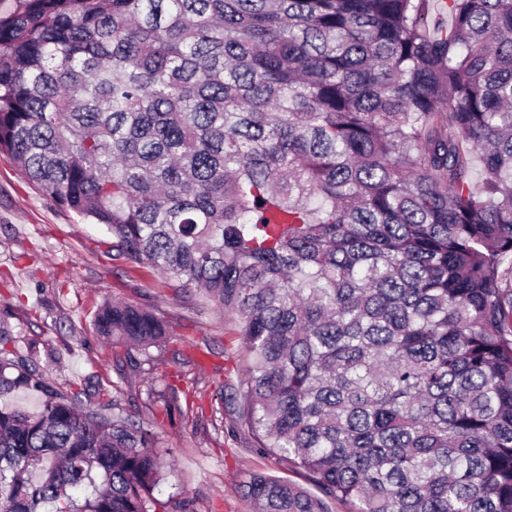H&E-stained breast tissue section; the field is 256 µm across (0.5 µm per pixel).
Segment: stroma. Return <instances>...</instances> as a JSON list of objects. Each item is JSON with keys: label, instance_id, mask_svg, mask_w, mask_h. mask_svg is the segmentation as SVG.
<instances>
[{"label": "stroma", "instance_id": "obj_1", "mask_svg": "<svg viewBox=\"0 0 512 512\" xmlns=\"http://www.w3.org/2000/svg\"><path fill=\"white\" fill-rule=\"evenodd\" d=\"M119 299L164 320L171 335L147 354H127L98 336V307ZM0 321L18 355L63 393L93 387L134 420L150 423L171 468L154 491L190 512H249L241 495L256 471L304 483V476L255 448L234 408L218 399L245 368L234 324L196 289L162 284L146 266L118 256L102 226L59 209L0 156ZM189 395L187 415L162 402Z\"/></svg>", "mask_w": 512, "mask_h": 512}]
</instances>
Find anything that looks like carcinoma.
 <instances>
[{"label": "carcinoma", "mask_w": 512, "mask_h": 512, "mask_svg": "<svg viewBox=\"0 0 512 512\" xmlns=\"http://www.w3.org/2000/svg\"><path fill=\"white\" fill-rule=\"evenodd\" d=\"M3 2L0 154L234 318L221 401L318 491L250 472V512H512V0ZM19 388L0 512H157L150 428L0 347Z\"/></svg>", "instance_id": "1"}]
</instances>
